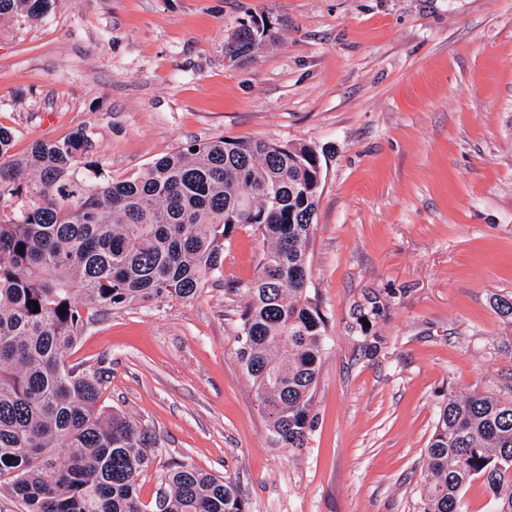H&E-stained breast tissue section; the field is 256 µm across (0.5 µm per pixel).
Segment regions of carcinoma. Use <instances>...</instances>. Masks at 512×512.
I'll use <instances>...</instances> for the list:
<instances>
[{
    "label": "carcinoma",
    "instance_id": "obj_1",
    "mask_svg": "<svg viewBox=\"0 0 512 512\" xmlns=\"http://www.w3.org/2000/svg\"><path fill=\"white\" fill-rule=\"evenodd\" d=\"M53 0H0V20L42 19ZM270 29L241 28L231 60ZM0 127V478L26 512H247L237 483L172 464L151 505L137 480L159 438L99 406L103 372L66 354L101 312L186 302L224 276L239 227L268 243L254 278L235 289L238 358L271 441L301 448L326 322L308 292V250L322 168L306 145L219 138L170 152L134 179H92L86 131L35 141L21 157ZM40 311L34 312L32 302ZM483 479L489 512H512V400L452 396L439 410L421 471V512H464Z\"/></svg>",
    "mask_w": 512,
    "mask_h": 512
}]
</instances>
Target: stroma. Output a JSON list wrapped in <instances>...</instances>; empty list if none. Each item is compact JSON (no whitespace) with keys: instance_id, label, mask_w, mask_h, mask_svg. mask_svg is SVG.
I'll use <instances>...</instances> for the list:
<instances>
[{"instance_id":"stroma-1","label":"stroma","mask_w":512,"mask_h":512,"mask_svg":"<svg viewBox=\"0 0 512 512\" xmlns=\"http://www.w3.org/2000/svg\"><path fill=\"white\" fill-rule=\"evenodd\" d=\"M255 17L279 41L228 62ZM0 126L18 155L85 130L92 177L221 137L320 157L304 447L271 443L238 362L229 286L267 249L253 228L199 297L101 316L67 354L159 436L143 502L180 462L235 478L248 512H417L442 403L512 398V0H54L0 24Z\"/></svg>"}]
</instances>
